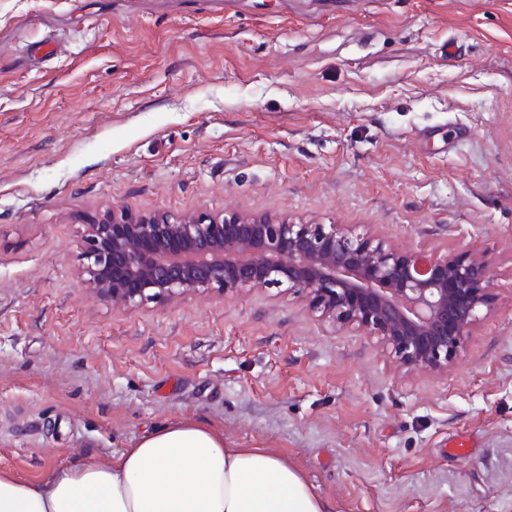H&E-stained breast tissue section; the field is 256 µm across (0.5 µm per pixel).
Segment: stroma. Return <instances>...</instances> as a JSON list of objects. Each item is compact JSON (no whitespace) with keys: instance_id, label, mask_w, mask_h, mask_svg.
Wrapping results in <instances>:
<instances>
[{"instance_id":"obj_1","label":"stroma","mask_w":512,"mask_h":512,"mask_svg":"<svg viewBox=\"0 0 512 512\" xmlns=\"http://www.w3.org/2000/svg\"><path fill=\"white\" fill-rule=\"evenodd\" d=\"M227 207L468 252L491 308L429 374L295 294L84 288L108 210ZM182 419L336 512H512V0H0V470Z\"/></svg>"}]
</instances>
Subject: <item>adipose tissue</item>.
<instances>
[{
  "label": "adipose tissue",
  "instance_id": "1",
  "mask_svg": "<svg viewBox=\"0 0 512 512\" xmlns=\"http://www.w3.org/2000/svg\"><path fill=\"white\" fill-rule=\"evenodd\" d=\"M0 512H335L270 448H231L207 424L156 427L108 464L91 459L33 484L0 471Z\"/></svg>",
  "mask_w": 512,
  "mask_h": 512
}]
</instances>
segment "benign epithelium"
<instances>
[{
  "label": "benign epithelium",
  "instance_id": "1",
  "mask_svg": "<svg viewBox=\"0 0 512 512\" xmlns=\"http://www.w3.org/2000/svg\"><path fill=\"white\" fill-rule=\"evenodd\" d=\"M80 277L114 308L189 294L294 292L376 340L400 366L448 371L491 306L492 275L465 253L428 255L345 224L240 213L105 214L86 226Z\"/></svg>",
  "mask_w": 512,
  "mask_h": 512
}]
</instances>
